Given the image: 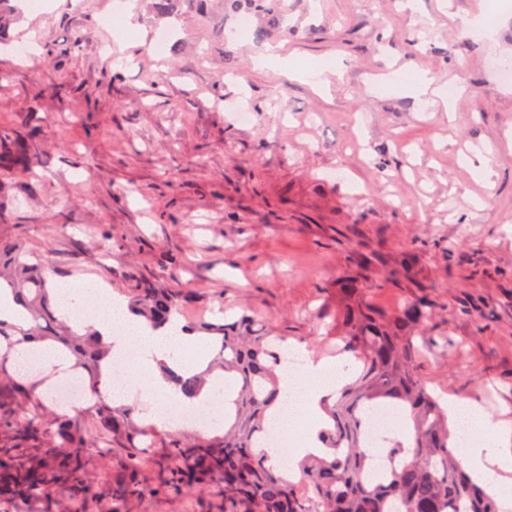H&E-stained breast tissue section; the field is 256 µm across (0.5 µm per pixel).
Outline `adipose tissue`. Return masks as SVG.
Masks as SVG:
<instances>
[{"label": "adipose tissue", "mask_w": 512, "mask_h": 512, "mask_svg": "<svg viewBox=\"0 0 512 512\" xmlns=\"http://www.w3.org/2000/svg\"><path fill=\"white\" fill-rule=\"evenodd\" d=\"M102 300L110 317L93 322L107 353L102 367H109L112 355L125 346L138 344L142 357L135 370L144 392L153 399L164 396L171 388L168 377L156 371V363H166L179 374L207 371V363L187 366L177 360L185 347H203L205 339L176 323L152 329L146 321L132 315L120 297L106 292ZM347 383L340 363L306 359L300 374L283 376L281 388L287 399L277 404L275 414L283 426H290L315 410L322 399L338 397ZM445 407L451 420L468 426L460 454L465 469L475 480L489 484L491 492L502 502L512 504V427L491 420L482 405L470 397L449 396Z\"/></svg>", "instance_id": "1"}]
</instances>
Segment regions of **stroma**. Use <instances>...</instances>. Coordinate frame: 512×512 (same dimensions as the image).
<instances>
[{"label": "stroma", "instance_id": "1", "mask_svg": "<svg viewBox=\"0 0 512 512\" xmlns=\"http://www.w3.org/2000/svg\"><path fill=\"white\" fill-rule=\"evenodd\" d=\"M120 2L0 6V122L40 141L33 178L0 168V242L25 243L61 281L123 296L134 272L190 289L183 322L221 306L317 361L335 351L350 254L382 253L362 276L386 314L414 294L388 276L412 255L437 294L430 333L450 341L421 375L512 422V83L488 64L512 62V0H279L275 27L244 0H175L169 15L138 0L119 36L107 19ZM476 17L489 34L466 35ZM31 39L37 54L22 58ZM268 45L300 67H341L320 90L255 68ZM422 69L456 86L450 108L372 89ZM241 110L249 124L232 121ZM486 152L492 175L479 180L464 159ZM163 260L183 265L178 282ZM466 297L471 313L456 314Z\"/></svg>", "mask_w": 512, "mask_h": 512}]
</instances>
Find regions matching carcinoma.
I'll list each match as a JSON object with an SVG mask.
<instances>
[{
	"instance_id": "carcinoma-1",
	"label": "carcinoma",
	"mask_w": 512,
	"mask_h": 512,
	"mask_svg": "<svg viewBox=\"0 0 512 512\" xmlns=\"http://www.w3.org/2000/svg\"><path fill=\"white\" fill-rule=\"evenodd\" d=\"M248 2L277 23L276 0ZM1 142L20 143L14 162L23 172L30 169L29 141L0 125ZM410 263L403 258L401 268L419 293L391 316L364 298L359 277L337 284L343 303L336 314L340 355L354 358L358 369L341 397L322 405L329 423L318 439L326 454L308 457L296 476L260 450L268 411L281 396L284 337L263 336L253 323L228 316L188 326L211 333L209 340L220 344L212 366L233 375L235 388V422L222 436L188 445L178 434L136 425L133 409L117 410L98 396V336L81 333L78 324L58 331L45 263L20 243L0 245V281L23 301L33 322L25 330L0 319V505L17 512H137L147 498L174 495L199 502L215 495L218 502L209 512H500L487 488L462 468L442 400L419 374L425 349H446L448 341L427 335L438 302L434 289L411 273ZM129 281V307L156 329L196 299L177 288H143L134 274ZM43 337L59 354L87 366L93 404L85 413H50L36 395L35 374L10 369L26 343ZM173 383L189 399L203 388L197 375H177ZM379 407L405 417L406 437L389 448L400 463L369 481L372 451L363 416ZM95 460L111 465L102 481L91 474Z\"/></svg>"
}]
</instances>
